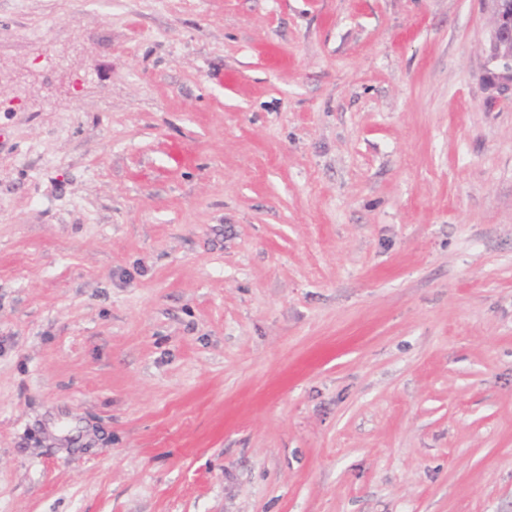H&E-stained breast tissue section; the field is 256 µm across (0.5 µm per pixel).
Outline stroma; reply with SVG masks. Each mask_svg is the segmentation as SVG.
I'll use <instances>...</instances> for the list:
<instances>
[{"label": "stroma", "instance_id": "1", "mask_svg": "<svg viewBox=\"0 0 512 512\" xmlns=\"http://www.w3.org/2000/svg\"><path fill=\"white\" fill-rule=\"evenodd\" d=\"M489 0H0V512H512Z\"/></svg>", "mask_w": 512, "mask_h": 512}]
</instances>
